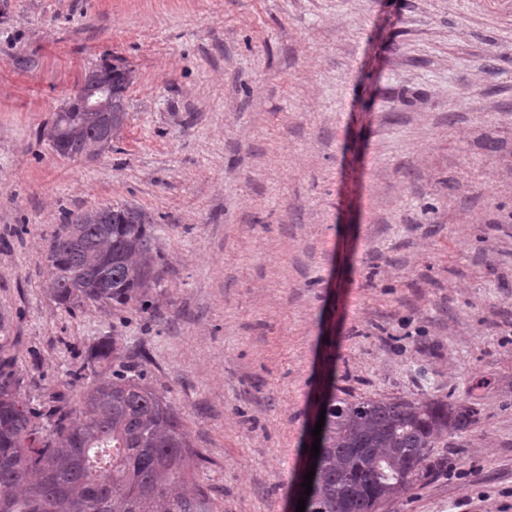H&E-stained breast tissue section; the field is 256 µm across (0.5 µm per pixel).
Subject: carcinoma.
Wrapping results in <instances>:
<instances>
[{
  "mask_svg": "<svg viewBox=\"0 0 512 512\" xmlns=\"http://www.w3.org/2000/svg\"><path fill=\"white\" fill-rule=\"evenodd\" d=\"M132 71L106 64L89 71L45 135L61 156L111 145L127 119ZM99 103L89 107L85 99ZM153 218L133 204L69 215L48 248L47 289L60 305H125L152 287L158 251ZM0 316V512H214L195 480L198 454L172 406L144 373L120 365L97 371L113 352L102 337L81 370L89 372L74 408L26 406ZM320 451L306 512H376L414 480L444 468L435 442L476 424L473 408L453 401L402 398L348 401L323 408Z\"/></svg>",
  "mask_w": 512,
  "mask_h": 512,
  "instance_id": "1",
  "label": "carcinoma"
}]
</instances>
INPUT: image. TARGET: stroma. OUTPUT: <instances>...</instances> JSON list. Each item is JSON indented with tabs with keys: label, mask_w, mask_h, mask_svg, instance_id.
<instances>
[{
	"label": "stroma",
	"mask_w": 512,
	"mask_h": 512,
	"mask_svg": "<svg viewBox=\"0 0 512 512\" xmlns=\"http://www.w3.org/2000/svg\"><path fill=\"white\" fill-rule=\"evenodd\" d=\"M105 63L128 122L61 156ZM125 203L155 286L58 305L67 213ZM1 314L21 403H77L104 336L143 364L215 512H294L332 393L476 412L376 512H512V0H0ZM132 71L116 64H106L92 69L82 83L83 93L75 95L69 105L57 112L45 135L53 149L61 156L89 155L95 148L105 149L124 127L127 119L126 91L133 83ZM105 87L107 95L100 96L98 89ZM100 101L89 107L85 99Z\"/></svg>",
	"instance_id": "obj_1"
}]
</instances>
